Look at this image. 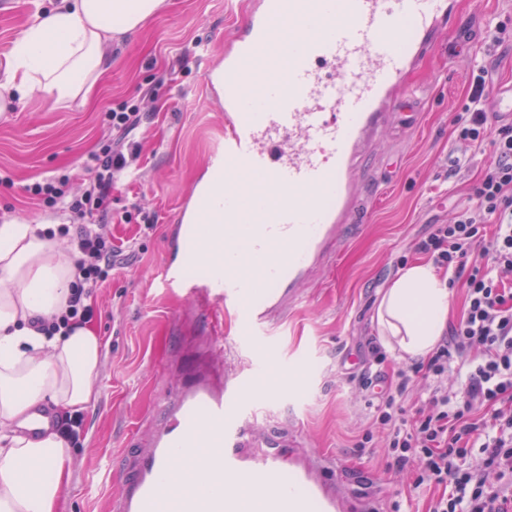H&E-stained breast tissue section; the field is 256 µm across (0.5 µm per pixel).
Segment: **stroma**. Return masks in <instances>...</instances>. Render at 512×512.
<instances>
[{
  "mask_svg": "<svg viewBox=\"0 0 512 512\" xmlns=\"http://www.w3.org/2000/svg\"><path fill=\"white\" fill-rule=\"evenodd\" d=\"M57 0H0V58L39 9ZM249 0H168L166 10L113 45L88 105L52 107L30 98L0 112V221L70 223L69 213L34 205L26 185L65 173L79 194L82 161L120 140L103 114L121 104L145 117L135 132L142 152L112 193V245L121 263L91 298L92 324L108 343L95 379L96 400L71 438L74 475L60 512H107L119 486L99 478L103 461L120 468L129 443L160 398L188 379L196 340L210 335V314L187 297L163 295L156 277L169 251L175 218L204 160L224 134V111L205 76L224 54ZM485 68L490 90L512 83V0H452L448 24L386 103V117L357 162L359 225L344 247L304 286L303 303L265 337L224 335L226 359L245 385L275 383V393L252 395L259 424L295 429L311 454L338 458L337 483L352 500L389 512L409 499L427 512L432 489L416 487L412 468L396 467L386 437L371 417L372 394L360 372L391 374L407 356L384 351L381 367L368 361L380 346L377 307L417 245L456 209L471 205V186L492 160L464 150L456 119L466 103L472 70ZM371 434L367 448L355 443Z\"/></svg>",
  "mask_w": 512,
  "mask_h": 512,
  "instance_id": "35a3bbf8",
  "label": "stroma"
}]
</instances>
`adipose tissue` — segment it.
<instances>
[{"mask_svg":"<svg viewBox=\"0 0 512 512\" xmlns=\"http://www.w3.org/2000/svg\"><path fill=\"white\" fill-rule=\"evenodd\" d=\"M168 0H61L37 17L0 62V112L34 96L69 106L88 102L113 42L135 33ZM73 268L33 225L0 224V512H58L70 487L72 450L56 429L24 427L37 405L73 414L96 399L104 342L94 327L71 322L54 335L36 319L65 309ZM448 279L431 262L410 263L382 296L383 345L423 359L448 320Z\"/></svg>","mask_w":512,"mask_h":512,"instance_id":"ef3b65f1","label":"adipose tissue"}]
</instances>
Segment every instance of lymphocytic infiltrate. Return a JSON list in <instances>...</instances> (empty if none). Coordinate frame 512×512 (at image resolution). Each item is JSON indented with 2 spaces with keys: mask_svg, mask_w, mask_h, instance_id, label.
<instances>
[{
  "mask_svg": "<svg viewBox=\"0 0 512 512\" xmlns=\"http://www.w3.org/2000/svg\"><path fill=\"white\" fill-rule=\"evenodd\" d=\"M486 78L482 69L470 77L458 138L469 148L491 145L493 160L473 186L472 206L455 211L420 243L439 267L462 279L465 311L426 364L399 371L374 407L394 465L414 467L417 485L441 487L429 512H512V123L489 124ZM105 117L124 142L117 148L103 144L90 156L81 194L67 197L64 175L27 188L40 205L67 203L76 219L61 232L74 246L78 286L62 314L37 319L38 330L49 335L70 320L90 317L86 299L116 264L103 220L113 188L141 151L132 138L141 117L125 105L108 109ZM452 373L463 374L462 393H449ZM417 374L427 383V396L410 411L402 400Z\"/></svg>",
  "mask_w": 512,
  "mask_h": 512,
  "instance_id": "obj_1",
  "label": "lymphocytic infiltrate"
}]
</instances>
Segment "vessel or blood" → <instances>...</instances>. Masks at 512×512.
<instances>
[{
	"instance_id": "b4317fda",
	"label": "vessel or blood",
	"mask_w": 512,
	"mask_h": 512,
	"mask_svg": "<svg viewBox=\"0 0 512 512\" xmlns=\"http://www.w3.org/2000/svg\"><path fill=\"white\" fill-rule=\"evenodd\" d=\"M448 0H256L224 50V140L189 191L161 288L188 294L240 335L258 336L300 304L301 284L335 256L355 218L356 160L381 106L403 81ZM312 22L308 36L287 28ZM212 224L200 229L202 214ZM208 251L204 276L185 273ZM266 284L262 300L254 290ZM211 361L155 408L146 442L113 474L109 512H347L332 461L262 434L245 388L228 371L222 336ZM202 475L179 494L169 480L187 449Z\"/></svg>"
}]
</instances>
